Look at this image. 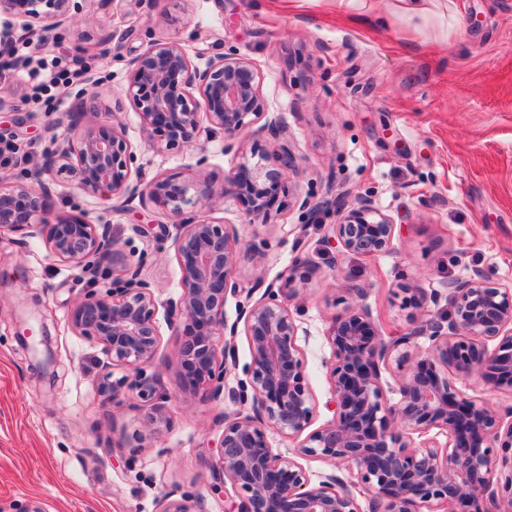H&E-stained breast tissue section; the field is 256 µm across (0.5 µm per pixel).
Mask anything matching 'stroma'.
<instances>
[{"label": "stroma", "mask_w": 512, "mask_h": 512, "mask_svg": "<svg viewBox=\"0 0 512 512\" xmlns=\"http://www.w3.org/2000/svg\"><path fill=\"white\" fill-rule=\"evenodd\" d=\"M390 3L354 0L340 10L335 0H163L151 9L117 0L95 10L94 24L66 23L32 53V66L48 72L76 58L85 66L51 101L31 96L20 69L0 66V147L17 150L1 176L24 175L27 158L62 136L85 92V124L114 114L144 179L218 184L254 151L279 168L276 143L255 133L227 152L217 134L193 150L159 147L126 94L131 62L149 43L174 38L192 61L221 52L256 67L263 107L287 123L298 159L286 186L317 206L304 215L277 202L253 224L246 199L229 195L211 218L234 225L241 243L270 241L263 260L239 255L234 276L244 284L259 270L269 282L287 273L294 253L281 229L306 224L308 262L298 270L306 282L288 306L318 426L333 416L325 332L344 309L342 285L365 286L380 334L398 336L414 325L401 286L429 291L477 270L512 284V0H449L445 18L427 25L382 24ZM110 32L117 38L104 44ZM331 183L374 200L393 224L391 251L367 257L326 243L336 220L322 205ZM49 206L86 210L126 255L147 254L142 275L159 302L179 296L173 240L160 233L173 215L91 201L72 185L58 186ZM89 287L44 238L0 232V512H160L168 497L192 512H224L210 489L224 401L191 399L178 356L187 328L161 330L155 369L170 424L143 438L134 394L118 408L98 395L111 357L71 326Z\"/></svg>", "instance_id": "obj_1"}]
</instances>
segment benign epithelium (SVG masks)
Segmentation results:
<instances>
[{
  "mask_svg": "<svg viewBox=\"0 0 512 512\" xmlns=\"http://www.w3.org/2000/svg\"><path fill=\"white\" fill-rule=\"evenodd\" d=\"M79 0H0V16L13 20L0 47L18 36L46 46L73 14ZM259 73L251 62L218 53L204 66L192 64L182 44L151 43L132 61L127 92L146 128L165 133L167 144L192 147L202 134L220 133L224 149L248 133L252 121L274 140L281 160L271 170L258 156L224 175V183L191 176L180 181L132 178L137 156L128 148L111 114L95 126L64 138L33 162L35 178L0 182V232L40 235L51 253L92 276L112 279L92 289L74 307V329L94 337L125 374L104 378V401L120 405L119 392L137 394L142 424L150 437L167 426L160 376L148 371L160 345L158 301L142 279L147 255L126 257L106 228L82 214L56 213L47 206L59 182L91 197L117 198L166 208L178 218L174 246L181 269V294L168 303L167 321L191 330L179 351L193 398L217 399L246 409L224 414V435L213 465V489L223 493L224 512H418V506L451 502L448 512H512V406L494 409L466 397L432 368L438 362L458 378L477 377L512 390V285L481 271L450 278L425 294L405 288V303L420 310L409 332L380 336L366 303L367 289H344L352 303L332 318L329 384L334 417L312 430L317 403L306 383L299 327L283 300L299 293L294 269L285 285L257 277L245 288L234 277L238 235L230 224L202 216L224 203L229 184L252 203L250 221L264 219L268 201L285 190V172L297 167L288 127L262 111ZM198 91L204 101L193 100ZM337 212L335 242L349 253L376 256L392 247L393 224L374 202L345 190L329 199ZM258 299H253L256 292ZM246 295L234 321L224 311L228 298ZM445 300L444 315L426 313ZM244 330L252 362L247 379L231 377L236 337ZM430 341L422 351L416 339ZM395 360V402L388 401L382 370ZM446 437L438 444L432 430ZM294 441L290 455L273 452L268 433ZM417 434V446L404 436ZM320 459L347 471L312 483L303 462ZM231 485L234 494L226 493ZM373 493L363 510L352 491Z\"/></svg>",
  "mask_w": 512,
  "mask_h": 512,
  "instance_id": "7a95c632",
  "label": "benign epithelium"
}]
</instances>
